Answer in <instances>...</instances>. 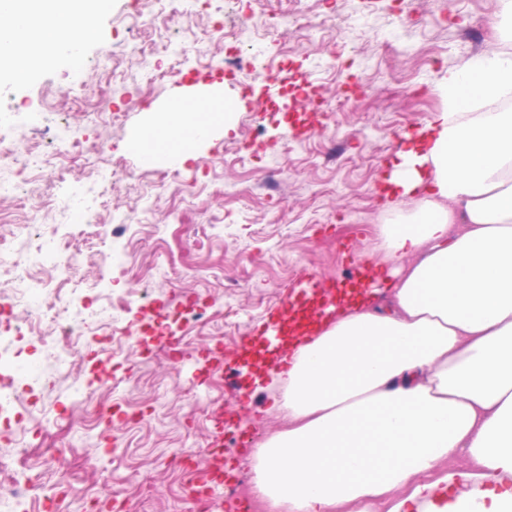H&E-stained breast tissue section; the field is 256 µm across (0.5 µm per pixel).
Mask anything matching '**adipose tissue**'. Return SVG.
I'll list each match as a JSON object with an SVG mask.
<instances>
[{
    "mask_svg": "<svg viewBox=\"0 0 512 512\" xmlns=\"http://www.w3.org/2000/svg\"><path fill=\"white\" fill-rule=\"evenodd\" d=\"M106 0H0V67L26 46L82 56ZM444 102L404 134L385 189L372 294L338 292L325 313L298 314L272 340L288 427L253 453L257 493L288 512H512V112L482 106L512 94V58L495 49L445 72ZM238 102L216 87L154 109L131 150L183 166L189 147ZM466 458L467 468L453 461ZM438 479L425 481L426 473Z\"/></svg>",
    "mask_w": 512,
    "mask_h": 512,
    "instance_id": "ef3b65f1",
    "label": "adipose tissue"
}]
</instances>
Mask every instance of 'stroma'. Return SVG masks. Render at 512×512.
Instances as JSON below:
<instances>
[{
	"label": "stroma",
	"mask_w": 512,
	"mask_h": 512,
	"mask_svg": "<svg viewBox=\"0 0 512 512\" xmlns=\"http://www.w3.org/2000/svg\"><path fill=\"white\" fill-rule=\"evenodd\" d=\"M181 18L169 25L172 48L188 47L181 69L160 83L143 79L138 57L127 55L131 17L151 16L157 0H110L84 43L83 70L50 56L24 77L0 72V136L22 148L52 150L55 104L72 103L67 118L74 146L68 187L54 171L28 183L24 195L0 200V240L17 223L35 218L44 248L56 259L75 254L77 270L63 298L81 305L100 289L131 301L113 310L123 331L112 353L87 339L80 366L67 377L45 372L41 346L15 335L25 314L0 315V361L38 374L33 386L14 388L33 414L21 422L36 450L26 471L30 499L0 505V512H194L180 460L206 462V448L221 436L234 445L233 494L242 481L256 433L287 429L270 409L271 391L243 405L224 385V370L238 369L249 343L262 339L287 304L289 288L305 274L325 283L354 277L353 258L381 251L367 239L365 210L385 212L379 195L385 163L403 134L421 129L443 107L434 92L448 69L476 55V38L512 45V17L500 0H179ZM287 15L266 39L240 35V62L224 65V43L210 39L225 16ZM304 15L306 30L291 18ZM112 49L121 65L108 75L98 61ZM284 51L276 81L262 71L273 50ZM221 84L242 102L234 122L215 130L180 167L151 163L129 149L147 112L189 88L190 76ZM421 88L419 101L394 95L395 78ZM121 111L116 125L87 118L78 102ZM42 113L39 123L31 114ZM104 153L86 157L91 142ZM184 353H161L168 335ZM100 411L93 429L72 420L78 395L98 380ZM151 470L155 494L138 496L134 467Z\"/></svg>",
	"instance_id": "1"
}]
</instances>
